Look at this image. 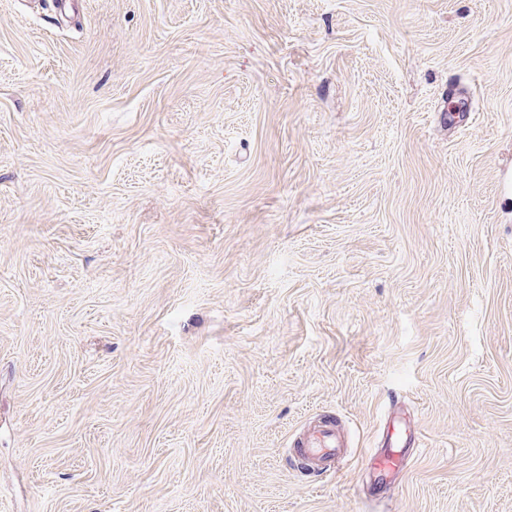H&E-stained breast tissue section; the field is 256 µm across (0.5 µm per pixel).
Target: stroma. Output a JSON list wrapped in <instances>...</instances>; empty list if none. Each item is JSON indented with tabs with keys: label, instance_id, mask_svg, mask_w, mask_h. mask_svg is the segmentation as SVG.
<instances>
[{
	"label": "stroma",
	"instance_id": "35a3bbf8",
	"mask_svg": "<svg viewBox=\"0 0 512 512\" xmlns=\"http://www.w3.org/2000/svg\"><path fill=\"white\" fill-rule=\"evenodd\" d=\"M0 512H512V0H0ZM423 444L420 431L406 419L389 417L379 440V447L367 457L366 469L374 477L376 490L386 489L403 471L405 453ZM315 430L296 442L302 455L310 458L312 468L326 475H335L340 470L344 440L332 418L321 420Z\"/></svg>",
	"mask_w": 512,
	"mask_h": 512
}]
</instances>
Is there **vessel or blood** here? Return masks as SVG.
I'll return each instance as SVG.
<instances>
[{"label": "vessel or blood", "mask_w": 512, "mask_h": 512, "mask_svg": "<svg viewBox=\"0 0 512 512\" xmlns=\"http://www.w3.org/2000/svg\"><path fill=\"white\" fill-rule=\"evenodd\" d=\"M420 431L409 421L388 418L379 446L367 457L366 468L374 478L375 489L389 487L403 471L405 450L420 447ZM303 456L310 458L312 467L327 475L336 474L343 458L344 440L334 419H323L315 430L297 442Z\"/></svg>", "instance_id": "vessel-or-blood-1"}]
</instances>
